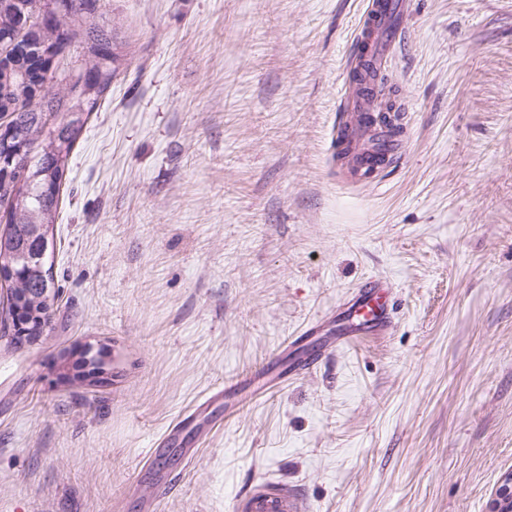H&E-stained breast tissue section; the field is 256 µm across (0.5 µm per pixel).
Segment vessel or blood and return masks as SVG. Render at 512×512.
<instances>
[{"label":"vessel or blood","instance_id":"1","mask_svg":"<svg viewBox=\"0 0 512 512\" xmlns=\"http://www.w3.org/2000/svg\"><path fill=\"white\" fill-rule=\"evenodd\" d=\"M407 13L406 0H370L356 34L357 43L366 44L368 57L375 66H382L384 59L403 33V19ZM374 106L361 96L351 97L349 110L354 121L363 132L371 134L373 144H354L350 154L351 175L363 179L366 174L377 173L387 167L390 158L399 151L397 138L391 137L386 128L369 125L366 117ZM394 302L388 283L380 278L365 281L337 308L338 331L327 343L328 349L350 344L365 336H385L393 328ZM323 352L307 351L281 367L277 374L279 381L285 382L316 369ZM259 375H246L235 382L211 389L203 398L204 403H212L228 397L245 388L253 389L255 395H262L259 388ZM247 512H303L299 498L285 489H273L258 485L244 497Z\"/></svg>","mask_w":512,"mask_h":512}]
</instances>
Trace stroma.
<instances>
[{
  "label": "stroma",
  "mask_w": 512,
  "mask_h": 512,
  "mask_svg": "<svg viewBox=\"0 0 512 512\" xmlns=\"http://www.w3.org/2000/svg\"><path fill=\"white\" fill-rule=\"evenodd\" d=\"M398 159L331 134L368 0H105L130 62L70 155L49 330L0 338V512H487L512 471V0H410ZM386 278L394 328L234 415L213 387ZM110 381H62L84 347ZM215 422L193 462L170 423ZM246 512H303L299 498L288 489H271L267 484L257 485L243 499Z\"/></svg>",
  "instance_id": "35a3bbf8"
}]
</instances>
